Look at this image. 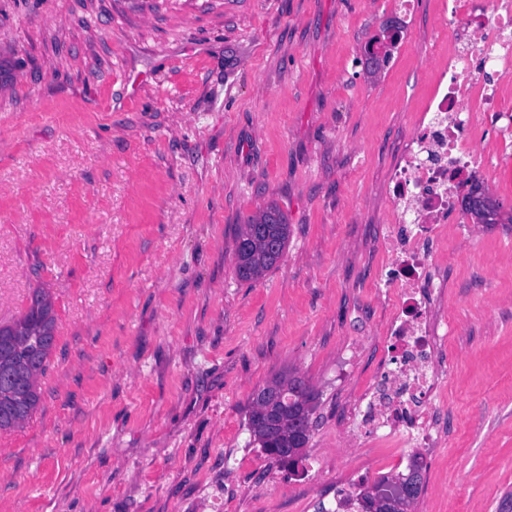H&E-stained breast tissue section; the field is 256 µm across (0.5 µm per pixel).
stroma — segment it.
I'll return each instance as SVG.
<instances>
[{
	"mask_svg": "<svg viewBox=\"0 0 512 512\" xmlns=\"http://www.w3.org/2000/svg\"><path fill=\"white\" fill-rule=\"evenodd\" d=\"M394 0H0V325L43 288L41 403L0 431V512H336L408 452L343 435L392 356L381 246L389 173L448 55L441 0L402 51L364 48ZM477 181L501 223L428 243L449 326L445 444L414 512H512V131L479 114ZM277 203L278 265L235 276L246 218ZM319 394L298 469L252 444L258 389Z\"/></svg>",
	"mask_w": 512,
	"mask_h": 512,
	"instance_id": "stroma-1",
	"label": "stroma"
}]
</instances>
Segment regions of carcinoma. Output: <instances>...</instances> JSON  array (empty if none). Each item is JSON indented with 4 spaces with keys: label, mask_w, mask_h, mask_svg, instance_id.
Listing matches in <instances>:
<instances>
[{
    "label": "carcinoma",
    "mask_w": 512,
    "mask_h": 512,
    "mask_svg": "<svg viewBox=\"0 0 512 512\" xmlns=\"http://www.w3.org/2000/svg\"><path fill=\"white\" fill-rule=\"evenodd\" d=\"M466 195L467 211L483 224L496 223L497 205L490 196ZM290 224L281 209L270 204L251 215L241 225L235 240L236 274L242 281H254L274 268L288 246ZM36 299L11 323L0 325V431L20 427L37 411L39 380L45 375L55 345L56 314L53 302L43 288L33 290ZM285 388L274 407L279 412L277 433L282 447L299 440L309 444L317 393L301 376L274 380ZM248 428L253 442L269 448V428L251 404Z\"/></svg>",
    "instance_id": "cac0c4a2"
}]
</instances>
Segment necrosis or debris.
Here are the masks:
<instances>
[{
  "label": "necrosis or debris",
  "instance_id": "1",
  "mask_svg": "<svg viewBox=\"0 0 512 512\" xmlns=\"http://www.w3.org/2000/svg\"><path fill=\"white\" fill-rule=\"evenodd\" d=\"M443 13L448 56L390 174L395 208L382 242L391 272L384 296L406 299L415 312L391 319L398 353L355 407L368 435L429 450L444 442L431 401L448 371L439 362L443 339L434 335L419 297V274L429 262L425 241L460 210L475 175L493 163L470 144L474 114L512 112V0H443ZM476 51L482 55L478 66L471 62Z\"/></svg>",
  "mask_w": 512,
  "mask_h": 512
}]
</instances>
